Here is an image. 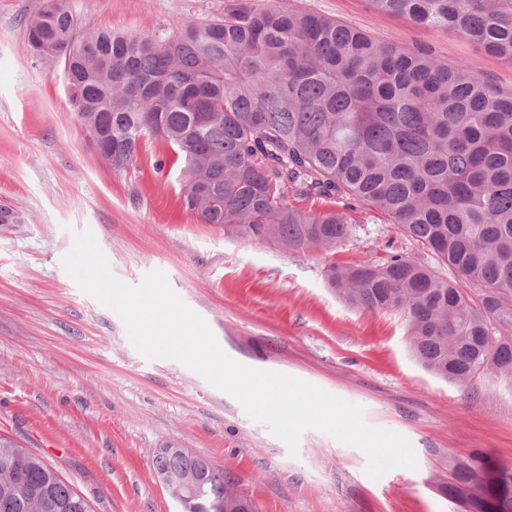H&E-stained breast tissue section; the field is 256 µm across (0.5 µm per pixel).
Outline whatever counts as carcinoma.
Instances as JSON below:
<instances>
[{
    "label": "carcinoma",
    "mask_w": 512,
    "mask_h": 512,
    "mask_svg": "<svg viewBox=\"0 0 512 512\" xmlns=\"http://www.w3.org/2000/svg\"><path fill=\"white\" fill-rule=\"evenodd\" d=\"M369 3L512 63V0ZM27 40L63 62L78 121L110 166L133 162L146 137L177 149L184 201L202 223L292 250L345 241L344 199L397 225L438 265L400 254L332 265L329 287L359 308L404 314L415 358L446 381L512 378V90L325 14L249 0H225L223 16L170 35L83 28L53 0ZM29 456L22 471L0 462V492L15 493L7 512H90ZM499 468L475 452L442 491L451 500L479 473L474 512H512V478ZM224 491L202 478L183 512Z\"/></svg>",
    "instance_id": "cac0c4a2"
}]
</instances>
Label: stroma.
Returning <instances> with one entry per match:
<instances>
[{"label":"stroma","instance_id":"35a3bbf8","mask_svg":"<svg viewBox=\"0 0 512 512\" xmlns=\"http://www.w3.org/2000/svg\"><path fill=\"white\" fill-rule=\"evenodd\" d=\"M408 49L466 63L512 89V64L457 35L375 14L368 0H280ZM45 0H0V436L43 457L92 512H180L154 474L162 448H185L228 477L257 512H456L442 493L454 461L478 450L512 467V379L465 385L426 370L396 312L358 309L328 287L331 265L431 255L353 200L331 249L294 251L230 236L181 198L180 165L147 139L111 168L86 138L59 65L37 57L26 26ZM83 26L171 34L224 13V0H62ZM91 230L113 275L154 270L247 366L288 374L362 407L365 422L411 444L416 468L379 479L358 448L308 430L297 455L230 395L173 359H149L120 317L62 266Z\"/></svg>","mask_w":512,"mask_h":512}]
</instances>
